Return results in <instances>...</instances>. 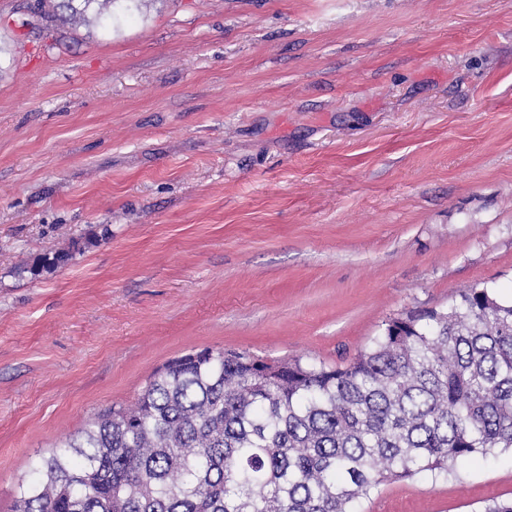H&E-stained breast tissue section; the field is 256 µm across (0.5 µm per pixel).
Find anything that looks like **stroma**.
Returning a JSON list of instances; mask_svg holds the SVG:
<instances>
[{
    "mask_svg": "<svg viewBox=\"0 0 512 512\" xmlns=\"http://www.w3.org/2000/svg\"><path fill=\"white\" fill-rule=\"evenodd\" d=\"M474 284L512 296V0H0V512L174 357L343 365ZM510 499L507 451L360 510ZM121 1L133 2V0H38L39 18L45 21L44 28L47 30L50 29L51 22H85L89 12H93L95 18H101L112 24V4Z\"/></svg>",
    "mask_w": 512,
    "mask_h": 512,
    "instance_id": "1",
    "label": "stroma"
}]
</instances>
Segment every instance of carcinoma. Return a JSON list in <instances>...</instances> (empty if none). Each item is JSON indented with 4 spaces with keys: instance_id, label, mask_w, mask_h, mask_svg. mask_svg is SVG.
<instances>
[{
    "instance_id": "obj_1",
    "label": "carcinoma",
    "mask_w": 512,
    "mask_h": 512,
    "mask_svg": "<svg viewBox=\"0 0 512 512\" xmlns=\"http://www.w3.org/2000/svg\"><path fill=\"white\" fill-rule=\"evenodd\" d=\"M44 28L119 0H38ZM512 451V299L405 310L344 367L203 349L36 462L12 512H358L385 483Z\"/></svg>"
}]
</instances>
